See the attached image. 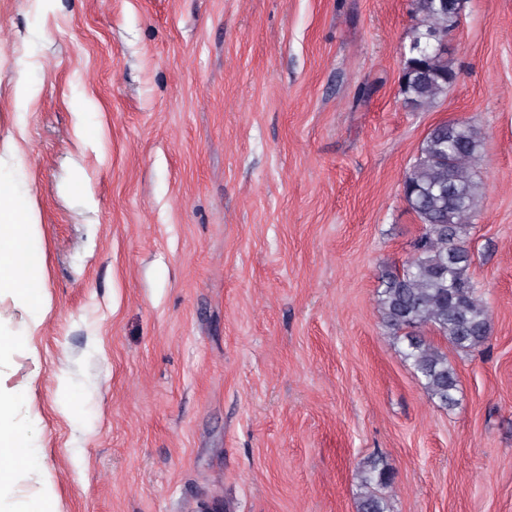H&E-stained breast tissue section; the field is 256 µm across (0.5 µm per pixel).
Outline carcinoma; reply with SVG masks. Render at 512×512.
Returning <instances> with one entry per match:
<instances>
[{
  "label": "carcinoma",
  "mask_w": 512,
  "mask_h": 512,
  "mask_svg": "<svg viewBox=\"0 0 512 512\" xmlns=\"http://www.w3.org/2000/svg\"><path fill=\"white\" fill-rule=\"evenodd\" d=\"M447 2L451 0H413L418 23L404 54L402 94L415 109L446 94L457 77L452 62L428 47L430 33L448 31L456 23L458 14L445 7ZM481 146L477 129L468 122H443L427 134L403 182L421 234L402 271L388 277L380 299L385 322L404 332L405 357L431 398L448 407L455 404L456 370L417 330L429 327L461 350L483 346L490 335L486 306L467 275L471 255L465 242L482 195L472 167ZM361 479L367 491L358 512H388L385 499L370 486L388 483L389 471L373 461Z\"/></svg>",
  "instance_id": "cac0c4a2"
}]
</instances>
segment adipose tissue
I'll list each match as a JSON object with an SVG mask.
<instances>
[{
  "mask_svg": "<svg viewBox=\"0 0 512 512\" xmlns=\"http://www.w3.org/2000/svg\"><path fill=\"white\" fill-rule=\"evenodd\" d=\"M39 224L34 199L18 200L12 190L0 187V297L15 295L27 303L35 330L51 310L45 256L28 246Z\"/></svg>",
  "mask_w": 512,
  "mask_h": 512,
  "instance_id": "ef3b65f1",
  "label": "adipose tissue"
}]
</instances>
